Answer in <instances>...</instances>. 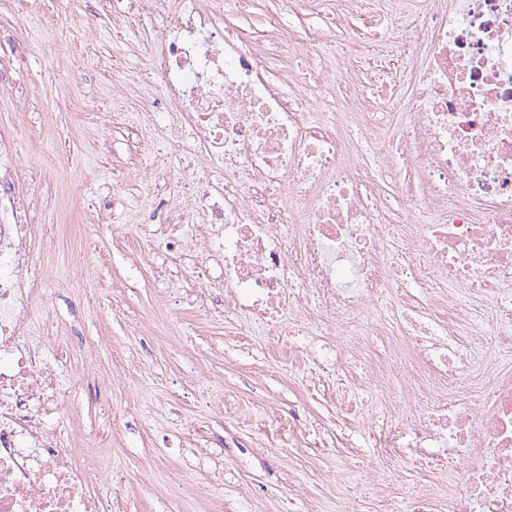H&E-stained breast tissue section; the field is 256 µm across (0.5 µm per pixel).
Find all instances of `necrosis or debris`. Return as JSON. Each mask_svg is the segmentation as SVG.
<instances>
[{"instance_id":"4bbe7bcc","label":"necrosis or debris","mask_w":512,"mask_h":512,"mask_svg":"<svg viewBox=\"0 0 512 512\" xmlns=\"http://www.w3.org/2000/svg\"><path fill=\"white\" fill-rule=\"evenodd\" d=\"M294 4L325 19L304 31L307 56L344 34L336 78L273 71L269 46L294 50L285 16L264 13L253 39L231 22L259 0H182L156 27L144 81L163 93L160 111L143 103L142 139L178 159L159 238L217 257L193 271L199 310L287 344L315 376L342 371L384 406L376 446L403 436L421 467L447 465L443 492L398 495L371 471L380 512H512V371L483 354L512 353V0ZM366 45L391 55L372 89L355 74ZM399 80L407 120L389 138ZM32 210L0 138V512H113L95 492L105 462L77 460L55 425L65 401L37 259L49 228ZM379 337L389 352L369 361Z\"/></svg>"}]
</instances>
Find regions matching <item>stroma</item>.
I'll return each instance as SVG.
<instances>
[{"label": "stroma", "mask_w": 512, "mask_h": 512, "mask_svg": "<svg viewBox=\"0 0 512 512\" xmlns=\"http://www.w3.org/2000/svg\"><path fill=\"white\" fill-rule=\"evenodd\" d=\"M173 7L129 9L117 27L112 0H95L92 18L67 22L62 53L40 8L0 0V135L17 144L41 220L54 228L39 263L67 355L56 368L73 380L68 401L81 417L80 429L57 426L79 457L111 455L112 477L97 490L121 489L125 512H376V488L356 473L388 464L386 450L364 449L356 463L333 448L301 449V432L330 425L335 402L263 337L244 344L223 315L195 308L159 277L163 245L133 232L167 197L161 173L172 160L159 151L153 169L140 164L134 103L146 92L138 76L153 26ZM16 41L28 46L20 61ZM35 139L53 166L29 151ZM78 197L96 213L93 227L83 226ZM115 197L129 208L119 221L107 210ZM291 411L300 416L293 428L259 433L260 415Z\"/></svg>", "instance_id": "35a3bbf8"}]
</instances>
